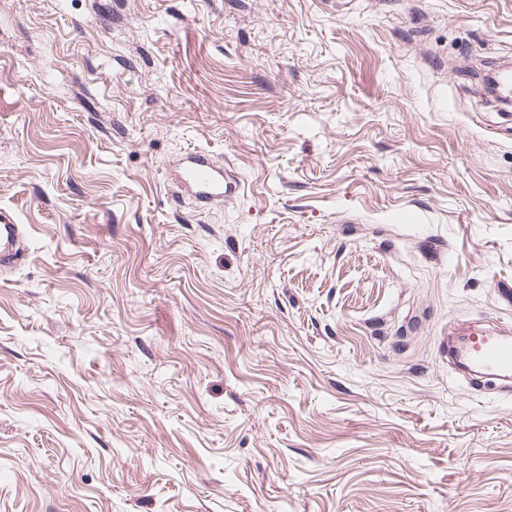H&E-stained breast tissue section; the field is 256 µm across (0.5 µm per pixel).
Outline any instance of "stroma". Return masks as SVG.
<instances>
[{
  "mask_svg": "<svg viewBox=\"0 0 512 512\" xmlns=\"http://www.w3.org/2000/svg\"><path fill=\"white\" fill-rule=\"evenodd\" d=\"M510 62L512 0H0V512H512L448 362L512 334ZM228 175L223 166L213 163L203 152H193L182 157L174 174L180 187L205 204L223 201L224 197L232 193L233 187ZM22 225L15 224L10 215L0 213V265H12L22 237Z\"/></svg>",
  "mask_w": 512,
  "mask_h": 512,
  "instance_id": "stroma-1",
  "label": "stroma"
}]
</instances>
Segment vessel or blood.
Wrapping results in <instances>:
<instances>
[{
    "mask_svg": "<svg viewBox=\"0 0 512 512\" xmlns=\"http://www.w3.org/2000/svg\"><path fill=\"white\" fill-rule=\"evenodd\" d=\"M177 183L200 202L224 199L232 192L227 170L213 163L203 152L182 157L175 173ZM21 225L10 215L0 213V265L13 264L22 237ZM453 359L464 366L471 383L485 376L512 379V336L484 332L467 338L464 344L452 347Z\"/></svg>",
    "mask_w": 512,
    "mask_h": 512,
    "instance_id": "b4317fda",
    "label": "vessel or blood"
}]
</instances>
